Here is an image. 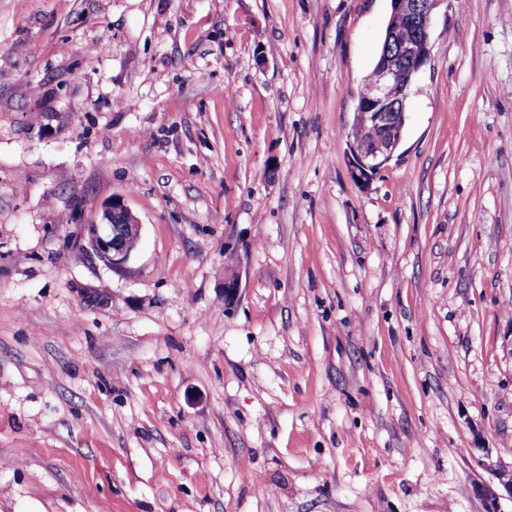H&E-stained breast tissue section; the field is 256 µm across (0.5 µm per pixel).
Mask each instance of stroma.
Wrapping results in <instances>:
<instances>
[{
  "mask_svg": "<svg viewBox=\"0 0 512 512\" xmlns=\"http://www.w3.org/2000/svg\"><path fill=\"white\" fill-rule=\"evenodd\" d=\"M390 16L0 0V512H512V0L435 10L364 187ZM115 212L123 213L125 219L120 213L114 215ZM140 229L139 221L124 202L112 198L104 205L99 222L88 225L89 245L98 259L117 268L127 261L136 248Z\"/></svg>",
  "mask_w": 512,
  "mask_h": 512,
  "instance_id": "obj_1",
  "label": "stroma"
}]
</instances>
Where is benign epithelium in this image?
<instances>
[{
    "mask_svg": "<svg viewBox=\"0 0 512 512\" xmlns=\"http://www.w3.org/2000/svg\"><path fill=\"white\" fill-rule=\"evenodd\" d=\"M444 0H391V16L406 17L414 38L400 43L395 55L386 54L376 64L373 79L365 86L357 105L356 120L382 130L371 144L350 142L352 176L367 185L392 159L406 124V100L417 74L431 58L433 11ZM115 212L124 214V223H112ZM141 225L118 198L104 205L99 222L88 225L93 254L113 268L122 266L136 248Z\"/></svg>",
    "mask_w": 512,
    "mask_h": 512,
    "instance_id": "obj_1",
    "label": "benign epithelium"
}]
</instances>
